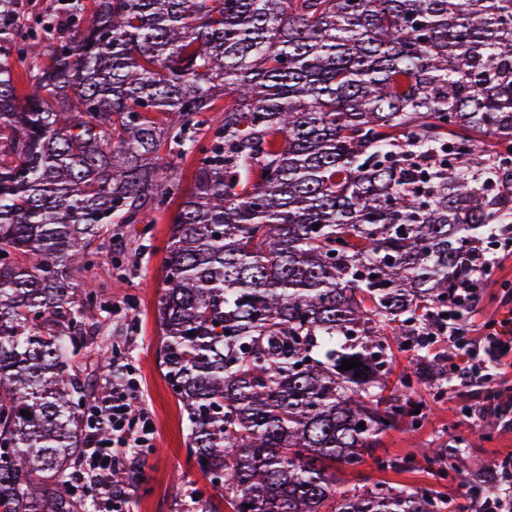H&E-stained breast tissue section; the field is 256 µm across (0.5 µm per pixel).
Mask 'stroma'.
<instances>
[{"label": "stroma", "instance_id": "obj_1", "mask_svg": "<svg viewBox=\"0 0 512 512\" xmlns=\"http://www.w3.org/2000/svg\"><path fill=\"white\" fill-rule=\"evenodd\" d=\"M168 226L151 225L141 238L127 236L123 271H116L110 255H102L86 278L111 306L103 337L135 369L136 404L154 423L152 447L143 449L144 478L129 488V512H204L206 506L223 508L224 502L187 454L189 422L165 381L156 354L157 298L164 277V247ZM512 311V251L499 254L498 264L483 286L477 323L503 318ZM512 398V368L484 385L457 384L451 379L418 385L421 427L412 432L398 427L385 433L375 455L357 467L337 466V493L365 489L380 481L395 486L425 487L447 502L450 512H471L470 490L480 472L463 468L452 472L447 459L424 460L421 448L444 446L467 459L490 465L512 454V421L496 414L498 401ZM483 409L478 420H466L465 408ZM404 458L407 471L381 468L380 460Z\"/></svg>", "mask_w": 512, "mask_h": 512}]
</instances>
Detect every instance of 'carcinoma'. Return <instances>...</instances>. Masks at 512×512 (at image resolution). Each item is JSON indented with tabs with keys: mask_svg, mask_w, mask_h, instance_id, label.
Segmentation results:
<instances>
[{
	"mask_svg": "<svg viewBox=\"0 0 512 512\" xmlns=\"http://www.w3.org/2000/svg\"><path fill=\"white\" fill-rule=\"evenodd\" d=\"M175 201L160 369L228 512H438L338 497L333 465L419 428L448 363L386 397L391 340L512 223V0H0V512H94L71 468L105 390L71 362L110 310L79 279Z\"/></svg>",
	"mask_w": 512,
	"mask_h": 512,
	"instance_id": "carcinoma-1",
	"label": "carcinoma"
}]
</instances>
